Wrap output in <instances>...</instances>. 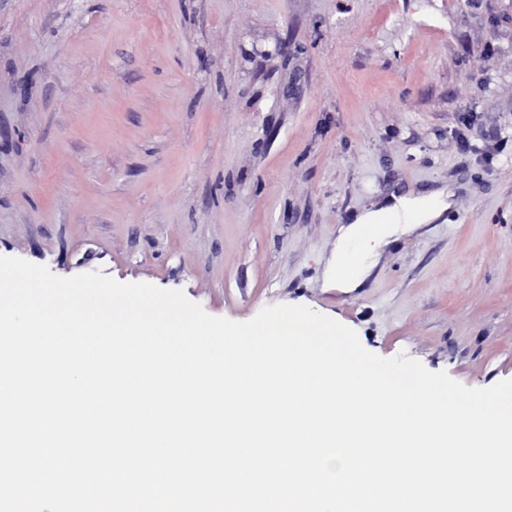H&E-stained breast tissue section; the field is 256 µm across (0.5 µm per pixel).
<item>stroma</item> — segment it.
I'll return each instance as SVG.
<instances>
[{"label": "stroma", "mask_w": 512, "mask_h": 512, "mask_svg": "<svg viewBox=\"0 0 512 512\" xmlns=\"http://www.w3.org/2000/svg\"><path fill=\"white\" fill-rule=\"evenodd\" d=\"M444 184L364 288L323 287L339 225ZM0 256L512 379V0H0Z\"/></svg>", "instance_id": "obj_1"}]
</instances>
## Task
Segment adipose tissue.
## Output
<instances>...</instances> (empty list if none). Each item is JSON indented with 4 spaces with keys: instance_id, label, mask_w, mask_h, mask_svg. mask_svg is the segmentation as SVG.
I'll return each instance as SVG.
<instances>
[{
    "instance_id": "obj_1",
    "label": "adipose tissue",
    "mask_w": 512,
    "mask_h": 512,
    "mask_svg": "<svg viewBox=\"0 0 512 512\" xmlns=\"http://www.w3.org/2000/svg\"><path fill=\"white\" fill-rule=\"evenodd\" d=\"M452 187L392 191L339 226L336 245L327 258L323 285L344 292L364 286L380 265L386 247L397 233L410 234L437 221L453 204Z\"/></svg>"
}]
</instances>
